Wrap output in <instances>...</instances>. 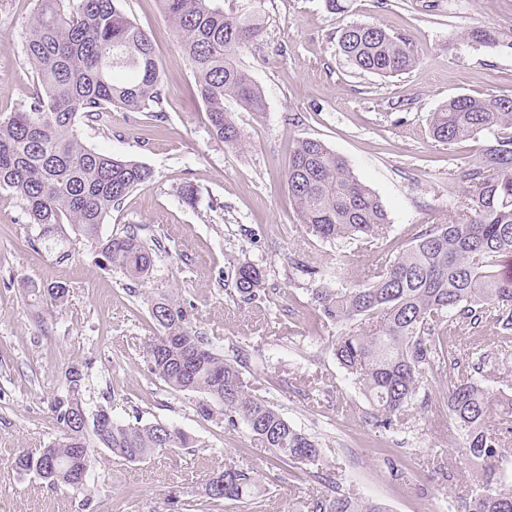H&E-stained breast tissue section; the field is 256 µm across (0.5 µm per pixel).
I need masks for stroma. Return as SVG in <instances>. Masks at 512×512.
<instances>
[{
  "mask_svg": "<svg viewBox=\"0 0 512 512\" xmlns=\"http://www.w3.org/2000/svg\"><path fill=\"white\" fill-rule=\"evenodd\" d=\"M37 5L0 0L2 117L25 110L37 87L23 50ZM122 7L149 33L163 66V118L115 109L107 128H82L87 146L153 172L147 186L113 208L101 234L144 224L166 237L169 249L156 256L146 291L177 293L194 329L218 350L242 351L259 395L318 438L322 454L299 469L275 467L269 449L244 425H228L217 411L201 414L203 394L172 391L150 374L144 345L155 325L146 300L130 297L121 272L106 267L68 224L70 258L57 263L22 200L0 190V512H170L173 492L196 501L195 512H306L311 496L332 491L379 501L390 512H457L480 466L462 453V437L439 402L445 381L430 383L429 404L410 405L401 427L376 426L358 385L335 358L338 328L311 301L319 280L296 269L333 262L340 250L307 234L284 170L297 140L318 139L380 197L391 224L387 242L341 250L355 277L384 252L402 251L422 226L457 209L465 190L449 173L489 141L483 134L451 147L435 142L427 134L430 114L458 95H512V52L462 38L475 22L512 32V0H348L343 14L330 13L324 0H264V36L243 51L241 62L267 109L257 116L224 104L243 134L241 151L211 134L191 67L155 0H122ZM353 21L409 38L418 64L389 79L351 67L336 37ZM190 184L199 191L192 206L182 199ZM245 260L264 269L276 298L260 312L234 302L224 288L228 265ZM57 281L69 289L60 308L43 293ZM33 287L40 296L30 295ZM477 336L491 356L482 382L491 395L489 422L502 435L500 471L511 482L512 342L503 343L490 325L477 335L459 326L463 362H470ZM73 368L82 374L88 411L104 406L121 422L174 423L196 447L140 463L98 449L79 495L16 469L21 452H39L59 437L50 401ZM303 379L312 381L310 392H299ZM219 459L259 470L268 486L262 501L245 506L200 498Z\"/></svg>",
  "mask_w": 512,
  "mask_h": 512,
  "instance_id": "1",
  "label": "stroma"
}]
</instances>
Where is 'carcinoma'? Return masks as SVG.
Here are the masks:
<instances>
[{"instance_id": "carcinoma-1", "label": "carcinoma", "mask_w": 512, "mask_h": 512, "mask_svg": "<svg viewBox=\"0 0 512 512\" xmlns=\"http://www.w3.org/2000/svg\"><path fill=\"white\" fill-rule=\"evenodd\" d=\"M25 38L24 53L34 65L41 88L26 110L0 118V190L25 204L41 239L55 238L70 224L99 248L141 295L153 255L162 238L144 224L121 234L101 235L112 207L152 179L149 167L88 147L80 124H103L116 107L142 112L160 104L163 69L149 34L121 9V0H79L67 14L63 0H41ZM180 41L207 109L211 132L231 148L243 137L224 100L233 99L261 114L265 99L250 74L239 66L240 51L263 35L260 7L226 11L215 0H157ZM464 39L490 49L512 50V40L475 24ZM338 53L358 70L391 77L416 66L408 38L374 23L352 22L340 29ZM429 136L453 146L490 134L484 152L455 166L450 176L467 188L463 216L419 230L396 256L388 255L362 279L347 283L348 270L307 267L326 281L312 289L321 316L340 326L333 343L337 362L360 385L383 428L401 426L405 412L429 379L448 376L443 403L462 435V450L481 465L464 512H512V484L497 470L502 438L487 421L490 393L479 379L486 364L461 366L452 338L460 324L480 332L488 324L512 336V97L459 95L431 113ZM295 212L321 242L346 244L383 240L388 215L376 193L360 181L347 162L316 139H302L289 155L285 171ZM236 300L271 302L265 271L245 262L226 273ZM63 305L69 289L55 283L41 290ZM157 332L145 343L148 370L175 392H197L220 407L231 425L241 422L272 452L281 467L312 464L320 458L317 439L292 425L276 406L256 395L246 363L226 356L193 329L180 300L160 295L147 299ZM64 393L51 400L61 436L36 454L15 459L19 470L35 473L48 486L82 493L104 448L128 462L144 461L161 449L193 448L196 441L174 424L124 423L104 406L91 414L81 394V374L71 370ZM204 497L250 501L267 488L261 474L224 462L206 481ZM308 512H390L378 501L345 494H321Z\"/></svg>"}]
</instances>
